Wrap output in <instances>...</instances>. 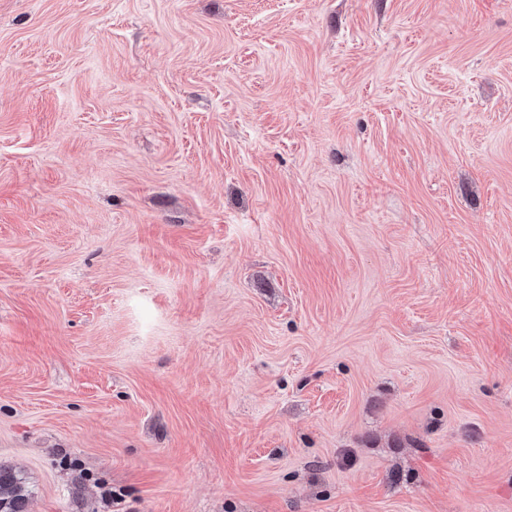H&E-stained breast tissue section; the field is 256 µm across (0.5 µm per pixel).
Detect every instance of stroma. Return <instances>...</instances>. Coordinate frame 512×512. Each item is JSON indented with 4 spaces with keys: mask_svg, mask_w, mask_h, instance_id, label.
<instances>
[{
    "mask_svg": "<svg viewBox=\"0 0 512 512\" xmlns=\"http://www.w3.org/2000/svg\"><path fill=\"white\" fill-rule=\"evenodd\" d=\"M0 465L512 512V0H0Z\"/></svg>",
    "mask_w": 512,
    "mask_h": 512,
    "instance_id": "1",
    "label": "stroma"
}]
</instances>
